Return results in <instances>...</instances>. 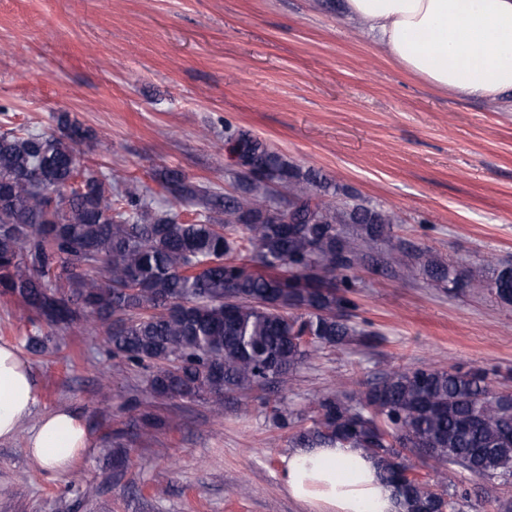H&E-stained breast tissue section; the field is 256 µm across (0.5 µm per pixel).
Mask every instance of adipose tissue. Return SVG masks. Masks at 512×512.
<instances>
[{"instance_id": "1", "label": "adipose tissue", "mask_w": 512, "mask_h": 512, "mask_svg": "<svg viewBox=\"0 0 512 512\" xmlns=\"http://www.w3.org/2000/svg\"><path fill=\"white\" fill-rule=\"evenodd\" d=\"M346 18L378 51L436 89L499 102L512 95V0H343ZM41 384L14 346L0 343V442L23 438L38 471L67 473L91 449L79 411L56 407L32 427ZM289 496L311 512H397L375 462L356 448H301L282 460Z\"/></svg>"}]
</instances>
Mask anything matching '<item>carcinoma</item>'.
<instances>
[{
    "mask_svg": "<svg viewBox=\"0 0 512 512\" xmlns=\"http://www.w3.org/2000/svg\"><path fill=\"white\" fill-rule=\"evenodd\" d=\"M60 134L0 132V293L28 312L25 347L46 349L44 328L103 337L107 355L147 371L156 396L224 397L273 388L285 395L297 372L325 349L367 345L352 320L347 271L364 249L391 238L396 218L362 202L337 206L332 183L303 172L263 141L234 191L214 192L176 169L154 173L163 192L192 208L183 219L158 209L130 182L112 185L81 161L91 133L66 113ZM391 248L385 264L407 266ZM438 285L482 283L512 304V262L458 271L425 252L411 255ZM345 400L314 398L310 425L294 448H360L394 492L398 512H462L466 497L445 480L409 487L408 455L426 450L434 471H464L500 501L512 482V397L489 372L430 366L389 369ZM278 425L298 414L271 406Z\"/></svg>",
    "mask_w": 512,
    "mask_h": 512,
    "instance_id": "cac0c4a2",
    "label": "carcinoma"
}]
</instances>
